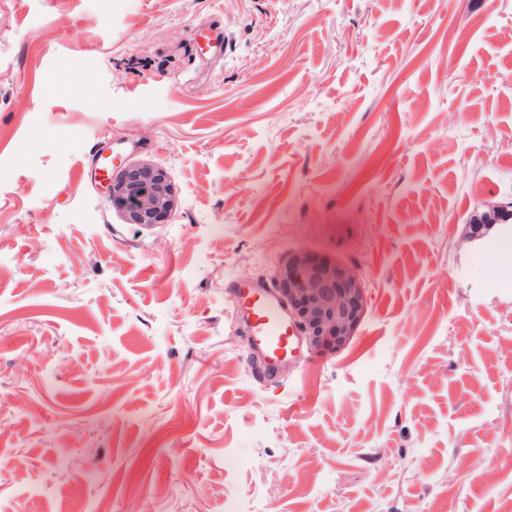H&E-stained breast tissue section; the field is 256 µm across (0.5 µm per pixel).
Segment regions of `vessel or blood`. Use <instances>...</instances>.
<instances>
[{"label":"vessel or blood","instance_id":"obj_1","mask_svg":"<svg viewBox=\"0 0 512 512\" xmlns=\"http://www.w3.org/2000/svg\"><path fill=\"white\" fill-rule=\"evenodd\" d=\"M233 292L236 304L246 308L253 348L267 365L272 367L292 357L297 345L296 334L273 289L237 285Z\"/></svg>","mask_w":512,"mask_h":512}]
</instances>
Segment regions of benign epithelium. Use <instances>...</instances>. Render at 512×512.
Instances as JSON below:
<instances>
[{
    "label": "benign epithelium",
    "mask_w": 512,
    "mask_h": 512,
    "mask_svg": "<svg viewBox=\"0 0 512 512\" xmlns=\"http://www.w3.org/2000/svg\"><path fill=\"white\" fill-rule=\"evenodd\" d=\"M112 203L128 224H167L179 207L167 171L150 162L114 170L106 178ZM275 292L306 345L338 352L352 337L365 309L361 279L325 258L299 253L277 273Z\"/></svg>",
    "instance_id": "7a95c632"
}]
</instances>
